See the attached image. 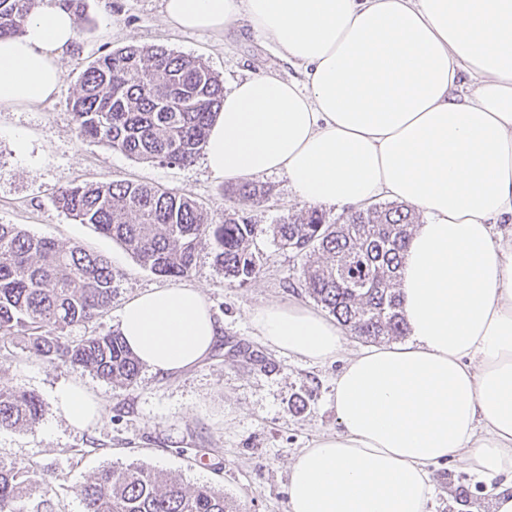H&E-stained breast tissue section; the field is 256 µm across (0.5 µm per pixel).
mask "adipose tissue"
I'll use <instances>...</instances> for the list:
<instances>
[{
	"label": "adipose tissue",
	"mask_w": 512,
	"mask_h": 512,
	"mask_svg": "<svg viewBox=\"0 0 512 512\" xmlns=\"http://www.w3.org/2000/svg\"><path fill=\"white\" fill-rule=\"evenodd\" d=\"M168 24L218 33L238 20L302 80L245 79L224 97L205 146L224 178L278 173L311 205L378 198L423 219L399 295L410 343L363 349L336 376L340 428L289 470V512H427L434 467L461 456L512 475V0H163ZM76 37L60 0H42L21 36L0 39V110L57 91ZM277 352L335 362L342 326L297 303L254 310ZM121 333L153 373L174 376L212 351L221 327L200 289L129 299ZM74 430L101 417L80 384L59 382Z\"/></svg>",
	"instance_id": "obj_1"
}]
</instances>
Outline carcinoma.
<instances>
[{
  "label": "carcinoma",
  "instance_id": "carcinoma-1",
  "mask_svg": "<svg viewBox=\"0 0 512 512\" xmlns=\"http://www.w3.org/2000/svg\"><path fill=\"white\" fill-rule=\"evenodd\" d=\"M39 0H0V38L24 32ZM224 103V84L198 58L163 47L128 45L90 62L70 102L82 140L101 142L145 162L186 166L206 145ZM267 194L259 180L230 189L233 206L213 223L200 204L158 185L108 179L73 183L53 204L81 224L120 243L151 273L182 278L210 250L224 275L245 283L260 270L253 250L257 225L245 216ZM419 215L388 202L329 220L308 207L269 225L273 241L299 260L308 296L367 342L407 335L399 303L404 251ZM119 272L101 254L63 246L0 224V342L61 360L116 385L133 384L143 364L119 332L79 341L67 328L91 323L112 306ZM42 402L29 392L0 387V428H32ZM36 472L0 460V512L31 508ZM85 512H232L224 491L189 485L137 464L102 469L80 487Z\"/></svg>",
  "mask_w": 512,
  "mask_h": 512
}]
</instances>
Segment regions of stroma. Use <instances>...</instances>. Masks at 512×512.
I'll return each instance as SVG.
<instances>
[{
	"mask_svg": "<svg viewBox=\"0 0 512 512\" xmlns=\"http://www.w3.org/2000/svg\"><path fill=\"white\" fill-rule=\"evenodd\" d=\"M85 21L59 65L54 99L0 112V224H17L62 245L80 244L108 258L121 274L111 308L97 321L67 329L70 339L120 327L125 302L168 278L143 268L120 244L81 224L53 204L54 192L74 182L106 178L161 185L196 200L220 221L230 206V181L213 176L203 159L188 166L136 160L107 145L81 140L68 102L79 75L100 55L127 45L163 46L202 58L225 89L256 74L285 79L301 73L276 48L238 21L222 33L169 27L162 0H83ZM270 193L247 213L261 230L255 239L259 275L247 283L225 277L209 251H201L185 285L201 289L222 325L210 355L172 378L142 369L136 382L117 386L69 365L49 363L29 351L0 357V385L39 395L44 411L35 427L0 429V458L47 471L54 512H84L80 486L107 467L138 463L183 483L223 490L234 512H288V468L317 437L338 431L334 388L341 361L365 344L345 334L340 361L319 365L274 351L254 336L249 317L270 302L309 304L293 253L279 249L268 225L303 203L278 174L263 176ZM63 379L80 383L100 404L102 419L76 431L52 401ZM429 512H493L495 492L512 477L477 479L460 458L433 473Z\"/></svg>",
	"mask_w": 512,
	"mask_h": 512,
	"instance_id": "obj_1",
	"label": "stroma"
}]
</instances>
